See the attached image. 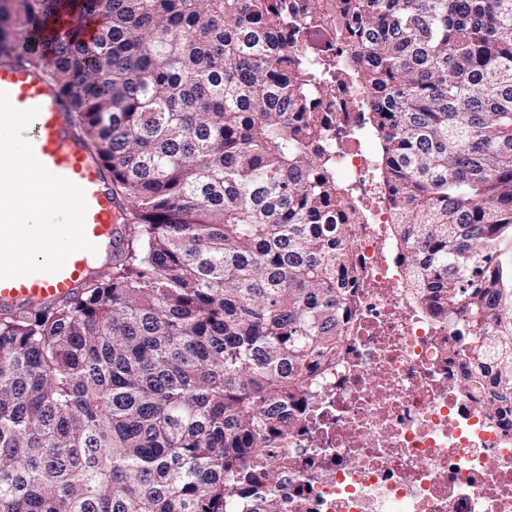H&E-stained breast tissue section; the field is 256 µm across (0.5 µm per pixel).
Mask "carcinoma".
I'll list each match as a JSON object with an SVG mask.
<instances>
[{"instance_id":"carcinoma-1","label":"carcinoma","mask_w":512,"mask_h":512,"mask_svg":"<svg viewBox=\"0 0 512 512\" xmlns=\"http://www.w3.org/2000/svg\"><path fill=\"white\" fill-rule=\"evenodd\" d=\"M69 9L98 34L49 32ZM324 13L336 52L288 51ZM13 50L63 92L125 235L103 277L0 313V512H242L274 480L347 313L328 83L366 92L414 283L512 379V0H0Z\"/></svg>"}]
</instances>
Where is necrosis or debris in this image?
Returning a JSON list of instances; mask_svg holds the SVG:
<instances>
[{
	"label": "necrosis or debris",
	"instance_id": "necrosis-or-debris-1",
	"mask_svg": "<svg viewBox=\"0 0 512 512\" xmlns=\"http://www.w3.org/2000/svg\"><path fill=\"white\" fill-rule=\"evenodd\" d=\"M364 96H315L318 115L356 131L328 139V152L350 203L369 208L345 227L358 276L340 355L311 379L304 409H289L272 450L277 512H512V382L462 369L464 314L432 313L413 288L394 215L373 198Z\"/></svg>",
	"mask_w": 512,
	"mask_h": 512
}]
</instances>
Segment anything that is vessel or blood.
Here are the masks:
<instances>
[{
  "mask_svg": "<svg viewBox=\"0 0 512 512\" xmlns=\"http://www.w3.org/2000/svg\"><path fill=\"white\" fill-rule=\"evenodd\" d=\"M0 91L18 109L38 108L26 131L36 158L49 172L84 190L85 235L99 251L115 254L121 246L122 210L112 198L107 168L73 130L64 95L41 73L18 62L0 64ZM91 259L90 252L78 251L59 272L0 279V308L38 307L69 297L92 274Z\"/></svg>",
  "mask_w": 512,
  "mask_h": 512,
  "instance_id": "b4317fda",
  "label": "vessel or blood"
}]
</instances>
